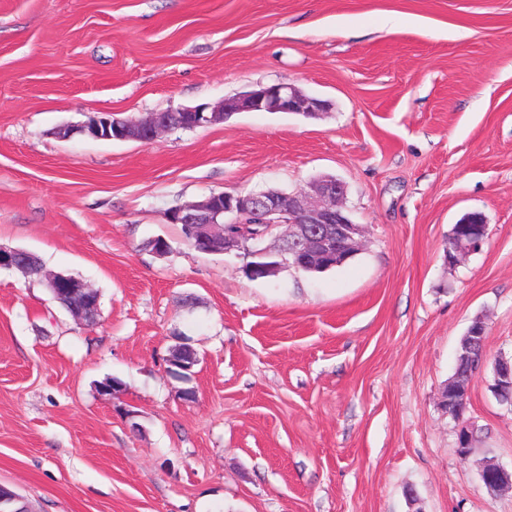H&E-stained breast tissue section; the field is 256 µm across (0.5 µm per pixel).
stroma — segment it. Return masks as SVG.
<instances>
[{
    "label": "stroma",
    "instance_id": "stroma-1",
    "mask_svg": "<svg viewBox=\"0 0 512 512\" xmlns=\"http://www.w3.org/2000/svg\"><path fill=\"white\" fill-rule=\"evenodd\" d=\"M279 82L329 110L54 136ZM324 175L364 237L323 273L249 279L168 221ZM471 212L488 238L448 263ZM0 245L100 294L87 327L0 270V484L31 512H512L480 479L512 466V0H0ZM477 319L464 459L438 400Z\"/></svg>",
    "mask_w": 512,
    "mask_h": 512
}]
</instances>
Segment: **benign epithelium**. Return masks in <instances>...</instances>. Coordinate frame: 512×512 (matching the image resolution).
I'll use <instances>...</instances> for the list:
<instances>
[{"label": "benign epithelium", "mask_w": 512, "mask_h": 512, "mask_svg": "<svg viewBox=\"0 0 512 512\" xmlns=\"http://www.w3.org/2000/svg\"><path fill=\"white\" fill-rule=\"evenodd\" d=\"M328 109L324 100L314 98L301 89L278 83L262 86L237 97L227 98L219 105H198L180 109V125L198 127L222 123L238 112H285L307 117L319 116ZM175 129L166 112L155 113L142 119L118 120L110 112H98L89 119L67 125L60 136L75 134L103 140H134L150 142ZM346 187L333 176H322L307 188L294 193H213L205 199L185 204L170 213L172 224H184L196 249L208 254L228 253L243 249L251 262L244 266L245 273L259 279L272 275L280 268V259L289 254L303 267L338 266L352 257L361 247L363 230L349 217L344 199ZM232 215H249L261 224H279L285 230L274 241L265 244L264 234L253 235L252 246H247L237 228L239 221H225ZM464 230L456 240L454 249L475 250L487 237L488 224L481 213H473L463 221ZM30 262L29 254L20 249L0 246V269H22ZM45 281L74 316L84 324H93L99 313V295L87 283L65 274L44 273ZM476 368L450 383L442 391V409L456 410L467 404L471 384L478 376ZM499 389L512 392V359L500 358L495 362ZM457 422V448L462 456L469 454L474 426L464 415ZM480 477L492 494L512 489V469L499 464L485 466Z\"/></svg>", "instance_id": "1"}]
</instances>
